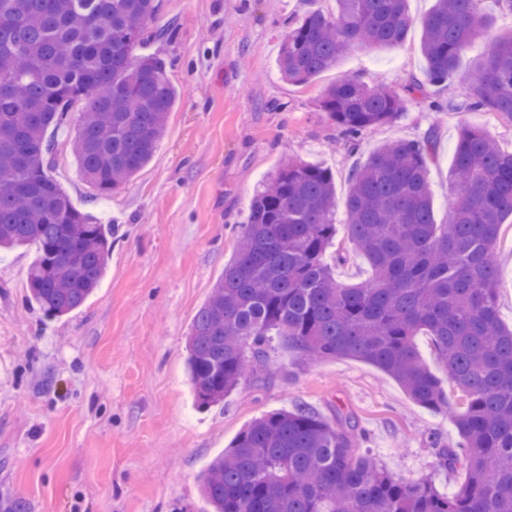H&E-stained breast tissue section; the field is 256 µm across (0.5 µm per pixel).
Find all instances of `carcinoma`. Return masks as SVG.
I'll use <instances>...</instances> for the list:
<instances>
[{
	"label": "carcinoma",
	"instance_id": "obj_1",
	"mask_svg": "<svg viewBox=\"0 0 512 512\" xmlns=\"http://www.w3.org/2000/svg\"><path fill=\"white\" fill-rule=\"evenodd\" d=\"M480 0H436L422 19L427 68L401 96L345 77L321 107L351 142L393 122L405 104L447 82L491 21ZM309 12L281 47L279 71L303 84L336 66L347 47L402 43L407 0H336ZM160 0H0V250L36 243L32 299L54 317L79 308L106 273L112 225L96 224L51 178L49 127L79 112L72 153L108 195L152 159L177 90L167 62L142 52ZM433 112L487 110L512 117V36L472 70L466 100H430ZM434 135L380 146L352 172L348 236L373 276L336 280L335 181L294 158L250 201L241 245L189 333L188 374L198 406L224 400L278 339L301 358L362 359L418 405L451 417L460 447L439 451L466 480L450 495L428 480L402 484L359 448L350 419L332 425L302 406L252 420L209 465L201 492L211 512H512V329L498 315L496 249L512 219V151L461 121L449 177L450 221L434 220L428 168ZM430 337L448 387L417 351Z\"/></svg>",
	"mask_w": 512,
	"mask_h": 512
}]
</instances>
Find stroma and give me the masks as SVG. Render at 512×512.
Segmentation results:
<instances>
[{
  "label": "stroma",
  "mask_w": 512,
  "mask_h": 512,
  "mask_svg": "<svg viewBox=\"0 0 512 512\" xmlns=\"http://www.w3.org/2000/svg\"><path fill=\"white\" fill-rule=\"evenodd\" d=\"M435 0H408L416 20L405 41L352 45L339 64L306 84L288 82L277 58L290 25L336 0H162L166 37L147 52L165 59L179 92L151 161L109 198L84 180L70 143L77 119L49 128L51 175L82 211L112 227L107 273L75 311L47 316L27 275L36 245L0 254V512H209L200 495L207 465L253 419L304 405L327 421L350 414L362 448L392 476L426 479L454 492L464 470L444 471L438 446L455 447L450 417L427 411L373 365L336 357L302 359L282 348L207 409L197 408L188 334L224 267L235 256L249 202L284 158L329 167L336 183V238L327 257L338 281L371 274L354 253L346 222L347 178L381 144L437 137L429 178L436 223L448 200L459 119L512 151V118L484 110L430 111L408 102L390 125L347 143L320 107L344 77L403 90L422 77L419 20ZM492 26L463 55L432 98L458 103L472 68L512 34V14L481 0ZM499 318L512 326V224L498 247Z\"/></svg>",
  "instance_id": "obj_1"
}]
</instances>
